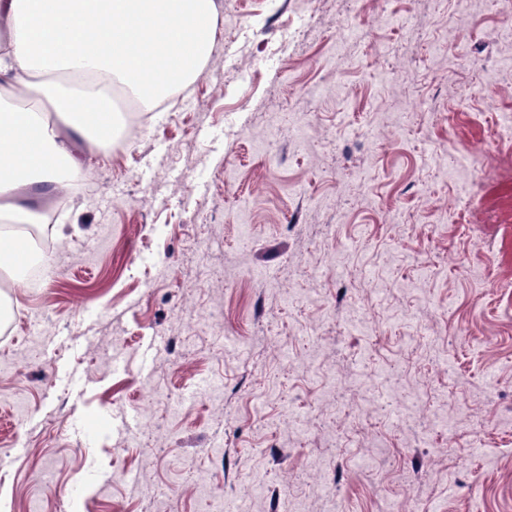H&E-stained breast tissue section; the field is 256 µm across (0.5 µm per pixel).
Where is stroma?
Masks as SVG:
<instances>
[{"label":"stroma","instance_id":"obj_1","mask_svg":"<svg viewBox=\"0 0 512 512\" xmlns=\"http://www.w3.org/2000/svg\"><path fill=\"white\" fill-rule=\"evenodd\" d=\"M216 3L188 92L29 202L0 512H512V23Z\"/></svg>","mask_w":512,"mask_h":512}]
</instances>
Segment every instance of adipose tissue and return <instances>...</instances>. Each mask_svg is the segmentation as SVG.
<instances>
[{
	"label": "adipose tissue",
	"instance_id": "ef3b65f1",
	"mask_svg": "<svg viewBox=\"0 0 512 512\" xmlns=\"http://www.w3.org/2000/svg\"><path fill=\"white\" fill-rule=\"evenodd\" d=\"M218 20L215 0H0V213L30 224L18 190H70L57 164L80 173L74 143L117 131L114 85L149 108L198 78ZM22 95L39 110L12 107Z\"/></svg>",
	"mask_w": 512,
	"mask_h": 512
}]
</instances>
